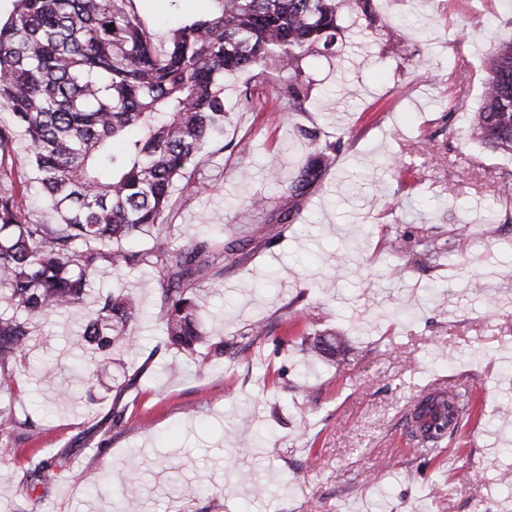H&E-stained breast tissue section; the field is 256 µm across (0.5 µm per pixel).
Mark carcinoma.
Returning <instances> with one entry per match:
<instances>
[{"label": "carcinoma", "mask_w": 512, "mask_h": 512, "mask_svg": "<svg viewBox=\"0 0 512 512\" xmlns=\"http://www.w3.org/2000/svg\"><path fill=\"white\" fill-rule=\"evenodd\" d=\"M373 0H217L216 12L172 30L156 51L131 0H17L0 25V101L7 103L31 146L46 205L58 216L47 224L26 216L23 181L12 160L14 129L0 125V392L17 385L13 366L26 356L33 319L87 304V286L105 266L114 272L149 267L159 275L165 347L224 359L246 353L269 333L250 324L240 338L210 339L197 318L204 280L224 276L248 245L241 224L215 251L206 237L178 242L171 233L172 189L198 190L201 152L224 128V74L247 72L276 58L291 75L284 96L304 111L309 84L301 61L336 44L340 14L372 25ZM482 106L471 131L495 152L512 154V39L495 46L482 72ZM336 146L314 144L281 196L280 221L293 220L300 199L330 167ZM141 235L142 248L124 246ZM416 257L437 258L444 247L425 237ZM81 326L80 340L95 373L132 345L129 327L141 317L136 295L101 290ZM311 359L343 354L336 337L318 335L302 348ZM468 391L448 390L414 404L418 448L458 432L471 408ZM34 425L0 407V434H29ZM68 465L63 454L34 453L23 483L52 485Z\"/></svg>", "instance_id": "cac0c4a2"}]
</instances>
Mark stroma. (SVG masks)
Instances as JSON below:
<instances>
[{"instance_id": "35a3bbf8", "label": "stroma", "mask_w": 512, "mask_h": 512, "mask_svg": "<svg viewBox=\"0 0 512 512\" xmlns=\"http://www.w3.org/2000/svg\"><path fill=\"white\" fill-rule=\"evenodd\" d=\"M157 49L181 22L213 0H132ZM381 22L343 18L336 52L306 57L312 82L301 112H289L288 71L269 60L224 76V129L204 150L200 189L179 197L181 239L222 246L232 224L265 226L273 244L203 283L198 316L207 335L232 338L257 319L272 326L241 360L221 362L162 350L156 271L103 269L93 289L132 288L145 317L117 354L134 384L73 375L85 353L74 331L89 307L34 319L12 394L35 435L0 454V512H512V199L493 202L512 180V157L469 137L467 118L447 119L452 99L481 105L477 74L512 38V0H374ZM336 145V160L278 221L275 203L311 150L308 132ZM25 176L20 200L34 220L52 221L17 135ZM414 167L401 178L386 165ZM395 197L392 209L385 197ZM264 198L263 208L251 200ZM470 225L464 253L409 262L390 242L429 236L445 243ZM484 284L473 293V281ZM336 334L343 362L305 361V318ZM58 368L54 383L42 364ZM316 384L314 399L296 390ZM458 384L472 395L461 431L432 454L408 435L411 398ZM68 403H58L61 393ZM125 423L110 425L113 405ZM251 451L240 448L252 436ZM65 453L69 464L43 495L20 479L34 452ZM111 485L91 493L89 473ZM135 476L137 495L122 487Z\"/></svg>"}]
</instances>
